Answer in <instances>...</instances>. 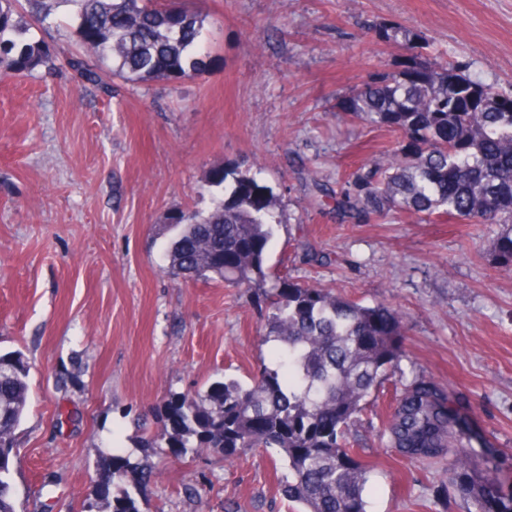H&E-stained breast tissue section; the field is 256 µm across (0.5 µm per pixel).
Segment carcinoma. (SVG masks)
Here are the masks:
<instances>
[{
  "label": "carcinoma",
  "mask_w": 512,
  "mask_h": 512,
  "mask_svg": "<svg viewBox=\"0 0 512 512\" xmlns=\"http://www.w3.org/2000/svg\"><path fill=\"white\" fill-rule=\"evenodd\" d=\"M0 0V69L22 76L68 65L86 80L97 71L62 59L26 37L73 7V33L100 67L124 81L176 79L196 69L204 18L176 0ZM421 46L406 48L402 69L381 75L339 104L352 120L401 135L396 149L360 165L336 193V220L367 224L406 212L424 221L497 224L493 264L512 273V93L505 94L462 66L428 62ZM230 185H225L227 177ZM224 197L206 215L175 211L176 230L164 253L175 279L262 286L273 227L281 223L275 195L256 175L217 172ZM265 341L274 366L248 384L217 381L204 392L174 393L160 412L165 430L143 441L184 455L276 448L288 468L282 488L299 512H367V465L356 426L403 357L404 317L282 275L265 291ZM31 365L21 351L0 353V512H16L8 480L16 432L28 411ZM386 446L414 462L448 459V482L473 500L476 512H512V489L480 473L469 428L448 388L415 376L395 396ZM95 512H151L140 502L148 479L130 455L97 460Z\"/></svg>",
  "instance_id": "1"
}]
</instances>
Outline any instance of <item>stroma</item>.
<instances>
[{"label": "stroma", "instance_id": "obj_1", "mask_svg": "<svg viewBox=\"0 0 512 512\" xmlns=\"http://www.w3.org/2000/svg\"><path fill=\"white\" fill-rule=\"evenodd\" d=\"M204 18L189 77L122 83L107 97L77 71L0 80V350L32 368L10 483L17 512H83L103 448L151 473L160 512H292L273 448L227 456L139 445L169 394L250 382L272 364L261 290L172 279L161 269L176 209L207 214L214 171L259 173L282 222L271 275L383 302L407 318L403 380L447 386L477 434L481 468L512 483V276L494 224L399 213L337 223L307 203L306 171L339 189L397 137L338 104L399 71L402 43L512 92V0H188ZM315 258L303 260L304 249ZM388 409L357 429L368 512H472L446 462L382 447Z\"/></svg>", "mask_w": 512, "mask_h": 512}]
</instances>
